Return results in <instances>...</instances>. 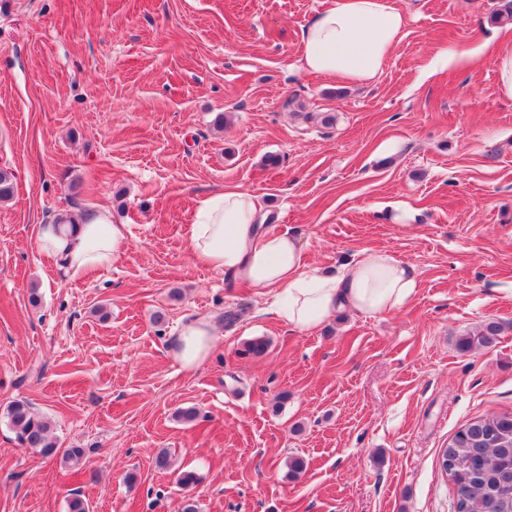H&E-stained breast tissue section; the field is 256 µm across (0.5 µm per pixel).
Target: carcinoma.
I'll return each mask as SVG.
<instances>
[{
    "instance_id": "1",
    "label": "carcinoma",
    "mask_w": 512,
    "mask_h": 512,
    "mask_svg": "<svg viewBox=\"0 0 512 512\" xmlns=\"http://www.w3.org/2000/svg\"><path fill=\"white\" fill-rule=\"evenodd\" d=\"M502 330L489 322L479 331L462 336L457 347L467 353L494 343ZM6 418L20 444L45 457L57 453L50 422L37 416L29 403L16 401ZM461 441L441 451V467L448 472V460L458 463L453 472L456 489L454 512H512V414L478 417L457 432Z\"/></svg>"
}]
</instances>
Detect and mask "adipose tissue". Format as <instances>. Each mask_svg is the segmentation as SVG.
Listing matches in <instances>:
<instances>
[{"mask_svg": "<svg viewBox=\"0 0 512 512\" xmlns=\"http://www.w3.org/2000/svg\"><path fill=\"white\" fill-rule=\"evenodd\" d=\"M405 24L394 0H331L303 30L302 66L324 78L370 82L400 43ZM264 222L256 194L215 189L202 195L186 238L196 261L271 296L276 315L294 331H313L339 311L388 315L416 291L414 267L387 252H368L346 273L326 274L309 268L295 236L269 232ZM127 242L126 226L113 223L104 209L62 212L59 223L40 225L37 236L40 253L74 275L111 265ZM216 340L208 320L189 321L174 338L172 355L183 369H193L209 358Z\"/></svg>", "mask_w": 512, "mask_h": 512, "instance_id": "adipose-tissue-1", "label": "adipose tissue"}]
</instances>
